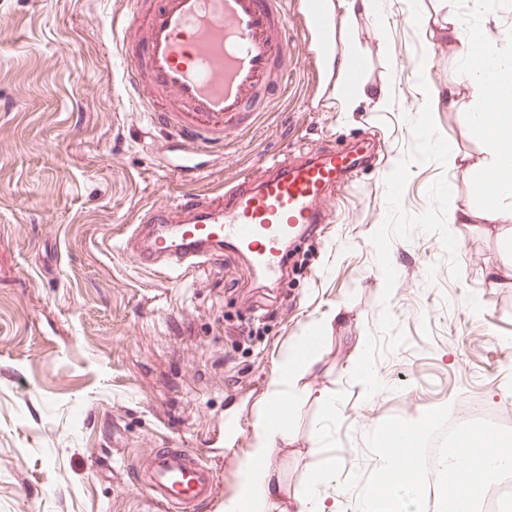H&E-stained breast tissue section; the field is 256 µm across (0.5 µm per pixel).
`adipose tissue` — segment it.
<instances>
[{
	"mask_svg": "<svg viewBox=\"0 0 512 512\" xmlns=\"http://www.w3.org/2000/svg\"><path fill=\"white\" fill-rule=\"evenodd\" d=\"M464 58L466 65L463 80L473 92H480L486 85L495 84L498 60L495 52L472 43L468 45ZM490 119L494 130L485 136L490 152L486 173L494 177L499 188L511 191L512 138L504 136L503 131L512 129V114L495 112ZM476 214L503 225L505 242L500 261L502 265H512V203L498 197L478 213L455 204L448 209V221L452 224H465ZM321 340V326L310 327L297 337L287 354L279 359L270 380L265 404L256 418L250 457L242 468L238 490L225 503L224 512H278L281 483L268 461L276 448L292 441L293 432L285 411L301 404L303 392L298 386V380L315 367L316 350Z\"/></svg>",
	"mask_w": 512,
	"mask_h": 512,
	"instance_id": "ef3b65f1",
	"label": "adipose tissue"
}]
</instances>
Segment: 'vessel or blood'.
Returning <instances> with one entry per match:
<instances>
[{
  "label": "vessel or blood",
  "instance_id": "b4317fda",
  "mask_svg": "<svg viewBox=\"0 0 512 512\" xmlns=\"http://www.w3.org/2000/svg\"><path fill=\"white\" fill-rule=\"evenodd\" d=\"M292 25L299 40L288 38ZM122 29L124 90L184 146L181 173L202 174L204 156L254 130L288 91L289 55L301 53L314 76L336 63L338 20L327 0H301L293 15L288 0H132ZM363 166L359 147L328 148L264 162L218 192L186 184L129 226L126 244L137 264L162 274L193 271L225 250L275 283L288 242L331 223L329 193ZM138 474L158 512H200L216 497L215 469L185 448L156 449Z\"/></svg>",
  "mask_w": 512,
  "mask_h": 512
}]
</instances>
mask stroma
<instances>
[{
  "instance_id": "1",
  "label": "stroma",
  "mask_w": 512,
  "mask_h": 512,
  "mask_svg": "<svg viewBox=\"0 0 512 512\" xmlns=\"http://www.w3.org/2000/svg\"><path fill=\"white\" fill-rule=\"evenodd\" d=\"M350 2L330 0L332 81L359 62L366 101L345 111L294 58L287 95L208 156L198 183L212 191L290 150L369 141L373 163L333 194V224L267 287L237 258L164 277L123 251V227L180 188L176 145L122 90L129 0H0V512H155L136 468L156 448L214 466L217 497L202 512H224L276 362L320 320L319 362L288 414L295 440L269 460L279 512H294L324 457L311 437L333 393L344 394L347 475L372 472L365 434L388 418L474 401L512 419V267L497 227L448 223L451 203L478 210L496 195L476 122L487 105L460 84L463 43L476 30L493 39L512 113V43L498 39L512 0L478 14L471 0H380L376 16ZM452 11L453 46L441 35ZM455 83V109L428 104ZM451 151L468 169L449 170ZM248 324L260 340L240 339Z\"/></svg>"
}]
</instances>
